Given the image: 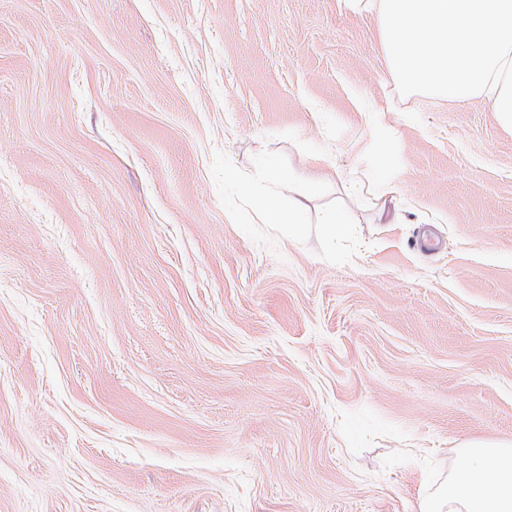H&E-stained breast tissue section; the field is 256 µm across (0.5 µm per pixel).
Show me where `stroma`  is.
I'll use <instances>...</instances> for the list:
<instances>
[{
    "label": "stroma",
    "instance_id": "1",
    "mask_svg": "<svg viewBox=\"0 0 512 512\" xmlns=\"http://www.w3.org/2000/svg\"><path fill=\"white\" fill-rule=\"evenodd\" d=\"M472 440L512 441L482 96L399 95L339 0H0V512H418ZM264 224H279L288 226L289 237L300 233L301 224H304V214L298 203L288 202V207L279 200H269L263 210Z\"/></svg>",
    "mask_w": 512,
    "mask_h": 512
}]
</instances>
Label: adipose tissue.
<instances>
[{
  "instance_id": "obj_1",
  "label": "adipose tissue",
  "mask_w": 512,
  "mask_h": 512,
  "mask_svg": "<svg viewBox=\"0 0 512 512\" xmlns=\"http://www.w3.org/2000/svg\"><path fill=\"white\" fill-rule=\"evenodd\" d=\"M459 468L419 512H512V442L468 443L459 451Z\"/></svg>"
}]
</instances>
